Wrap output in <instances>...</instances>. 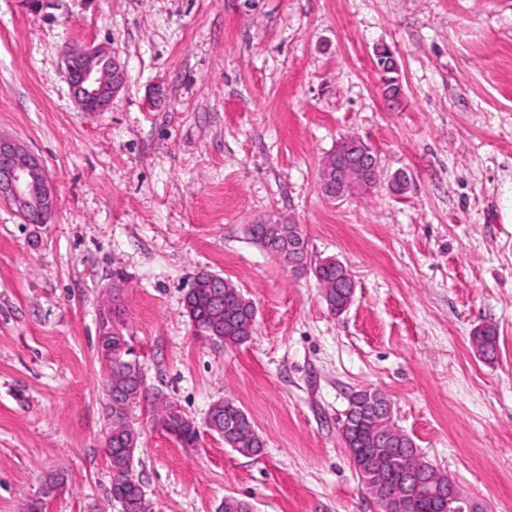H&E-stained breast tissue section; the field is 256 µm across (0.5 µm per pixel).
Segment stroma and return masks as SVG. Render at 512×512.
Returning a JSON list of instances; mask_svg holds the SVG:
<instances>
[{"mask_svg":"<svg viewBox=\"0 0 512 512\" xmlns=\"http://www.w3.org/2000/svg\"><path fill=\"white\" fill-rule=\"evenodd\" d=\"M103 44L125 88L81 112L63 53ZM404 98H382L375 49ZM0 135L45 163L48 223L0 201V512H122L104 454L111 403L100 316L119 312L149 390L193 419L180 447L146 403L133 476L145 512H379L345 451L352 392L391 402L419 452L487 512H512V0H0ZM357 135L384 175L332 201L319 169ZM299 225L308 259L356 281L331 313L312 273L253 242ZM254 303L247 343L199 338L200 272ZM494 326L497 357L472 344ZM234 399L263 440L206 425ZM58 483L46 494L50 483ZM241 419H247L251 423L246 412L236 403V401L225 398L220 401V404H216L211 407L208 414L207 426L211 431L224 438L225 446L239 454L240 451L236 448H254L256 453L260 452L261 448H263V443L256 431V436H252L248 441H244L240 444H238V442L242 440L236 439V435L234 433H230L228 429L229 425L236 420Z\"/></svg>","mask_w":512,"mask_h":512,"instance_id":"1","label":"stroma"}]
</instances>
